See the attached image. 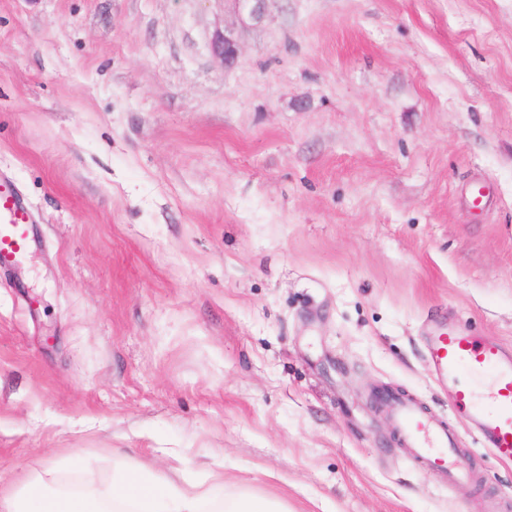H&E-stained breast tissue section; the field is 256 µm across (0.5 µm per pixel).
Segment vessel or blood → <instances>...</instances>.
Returning a JSON list of instances; mask_svg holds the SVG:
<instances>
[{"label":"vessel or blood","instance_id":"1","mask_svg":"<svg viewBox=\"0 0 512 512\" xmlns=\"http://www.w3.org/2000/svg\"><path fill=\"white\" fill-rule=\"evenodd\" d=\"M30 211L7 183L0 181V269L21 260L28 249ZM427 364L438 379L453 387L452 405L478 429L488 448L512 461V350L447 327L428 341ZM489 375L483 395L459 384L461 373ZM392 416L415 455L447 477L449 484L470 480L458 457L456 439L447 428L430 422L415 405L400 402Z\"/></svg>","mask_w":512,"mask_h":512}]
</instances>
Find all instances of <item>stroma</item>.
Here are the masks:
<instances>
[{
  "label": "stroma",
  "instance_id": "35a3bbf8",
  "mask_svg": "<svg viewBox=\"0 0 512 512\" xmlns=\"http://www.w3.org/2000/svg\"><path fill=\"white\" fill-rule=\"evenodd\" d=\"M0 178L34 219L0 486L220 461L288 512H512L426 365L434 316L512 348V0H0ZM397 398L472 482L399 445Z\"/></svg>",
  "mask_w": 512,
  "mask_h": 512
}]
</instances>
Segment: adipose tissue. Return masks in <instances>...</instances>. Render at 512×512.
Segmentation results:
<instances>
[{
    "label": "adipose tissue",
    "instance_id": "adipose-tissue-1",
    "mask_svg": "<svg viewBox=\"0 0 512 512\" xmlns=\"http://www.w3.org/2000/svg\"><path fill=\"white\" fill-rule=\"evenodd\" d=\"M53 474V467H45L24 487L1 496L0 512H25L26 502L35 498L42 502L39 512H286L266 499L218 498L224 484L220 471L147 482L141 474L120 470L110 488L51 494L47 483Z\"/></svg>",
    "mask_w": 512,
    "mask_h": 512
}]
</instances>
